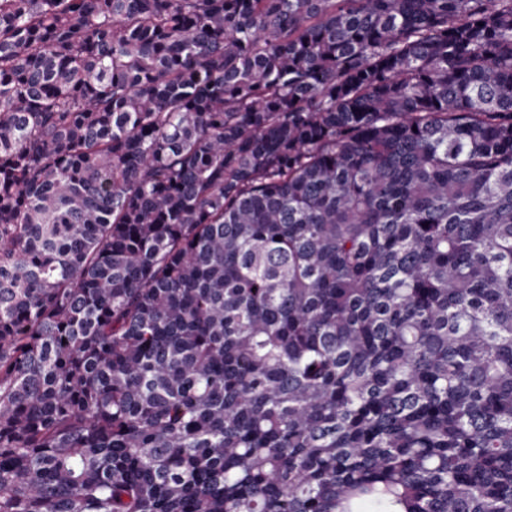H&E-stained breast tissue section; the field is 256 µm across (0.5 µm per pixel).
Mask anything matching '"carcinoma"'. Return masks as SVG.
Instances as JSON below:
<instances>
[{
    "instance_id": "1",
    "label": "carcinoma",
    "mask_w": 512,
    "mask_h": 512,
    "mask_svg": "<svg viewBox=\"0 0 512 512\" xmlns=\"http://www.w3.org/2000/svg\"><path fill=\"white\" fill-rule=\"evenodd\" d=\"M0 512H512V0H0Z\"/></svg>"
}]
</instances>
